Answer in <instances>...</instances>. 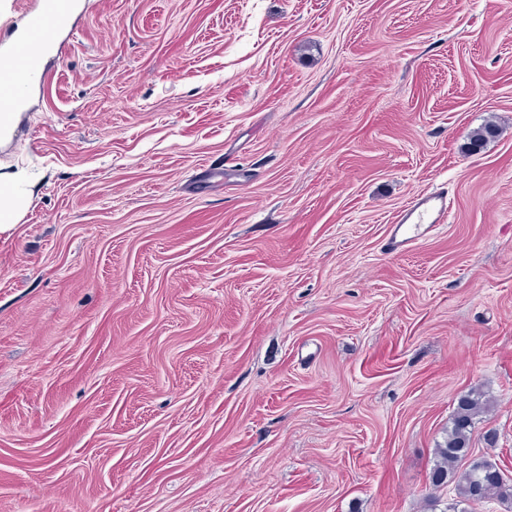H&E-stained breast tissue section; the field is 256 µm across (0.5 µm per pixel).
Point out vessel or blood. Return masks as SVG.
<instances>
[{
  "label": "vessel or blood",
  "mask_w": 512,
  "mask_h": 512,
  "mask_svg": "<svg viewBox=\"0 0 512 512\" xmlns=\"http://www.w3.org/2000/svg\"><path fill=\"white\" fill-rule=\"evenodd\" d=\"M73 8L74 0H43L40 8L28 14L23 34L0 55V71L26 74L33 80H42L45 72L35 65L32 47L63 24ZM447 217L448 204L443 194L430 192L417 196L391 226L393 249L412 245L421 236L423 225L442 224Z\"/></svg>",
  "instance_id": "vessel-or-blood-1"
}]
</instances>
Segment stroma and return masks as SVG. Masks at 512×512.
I'll list each match as a JSON object with an SVG mask.
<instances>
[{
    "instance_id": "35a3bbf8",
    "label": "stroma",
    "mask_w": 512,
    "mask_h": 512,
    "mask_svg": "<svg viewBox=\"0 0 512 512\" xmlns=\"http://www.w3.org/2000/svg\"><path fill=\"white\" fill-rule=\"evenodd\" d=\"M77 3L0 144V512H431L475 387L512 477V0ZM34 180L25 173H0V235L11 233L19 226L21 215L27 208ZM448 217L446 197L439 192L417 196L391 225L390 241L394 250L408 247L422 234L421 224H444Z\"/></svg>"
}]
</instances>
